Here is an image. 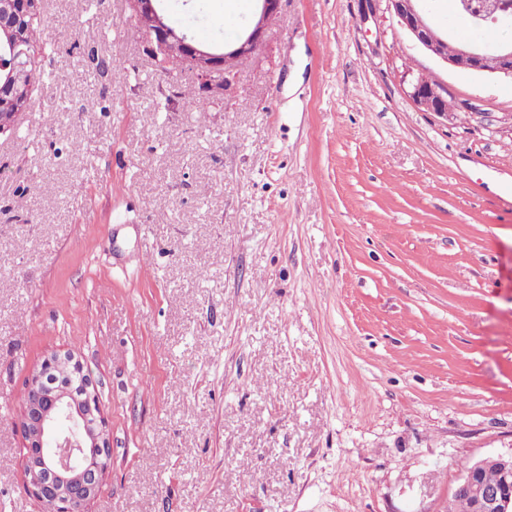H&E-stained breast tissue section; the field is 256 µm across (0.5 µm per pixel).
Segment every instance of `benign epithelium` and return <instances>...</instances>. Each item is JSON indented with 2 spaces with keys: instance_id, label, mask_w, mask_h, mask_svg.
<instances>
[{
  "instance_id": "1",
  "label": "benign epithelium",
  "mask_w": 512,
  "mask_h": 512,
  "mask_svg": "<svg viewBox=\"0 0 512 512\" xmlns=\"http://www.w3.org/2000/svg\"><path fill=\"white\" fill-rule=\"evenodd\" d=\"M159 0H128L131 11L152 17L149 48L157 57L182 60L199 79L200 96L221 100L235 78L239 63L257 53L281 9L282 0H258L259 12L252 26L233 43L222 49H205L164 21L159 15ZM392 15L417 46L427 55L458 72L487 74L512 78V45L492 48L477 43L453 41L447 34L424 22V0H386ZM32 7L28 0H0V36L11 48L10 65L0 68V97L16 101L20 111L28 101L17 99L18 91L31 80L28 70L30 52L22 40L27 17ZM407 96L423 112L441 118L458 116L448 108V87L423 75L408 80ZM80 364L67 355L47 358L41 369L28 380L27 395L22 404L20 423L28 442L53 443L56 448L54 481L45 479L43 466L25 456L24 478L28 491L49 512H86L98 495L103 474L110 459L109 437L101 415L98 397L88 378H83V391L72 385H60L49 404L41 401L47 376L55 371L77 375ZM97 465H82L88 456ZM494 468L500 480L489 484L481 480L482 472ZM471 500L473 512H512V453L483 458L468 467L457 483L453 499Z\"/></svg>"
}]
</instances>
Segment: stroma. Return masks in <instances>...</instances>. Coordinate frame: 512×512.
Segmentation results:
<instances>
[{
  "label": "stroma",
  "instance_id": "obj_1",
  "mask_svg": "<svg viewBox=\"0 0 512 512\" xmlns=\"http://www.w3.org/2000/svg\"><path fill=\"white\" fill-rule=\"evenodd\" d=\"M237 2L168 17L219 46ZM45 5L53 77L0 135V512H44L19 413L52 354L110 437L88 512H444L512 451V80L429 57L385 0H282L201 112L127 0ZM412 74L478 114L419 110Z\"/></svg>",
  "mask_w": 512,
  "mask_h": 512
}]
</instances>
